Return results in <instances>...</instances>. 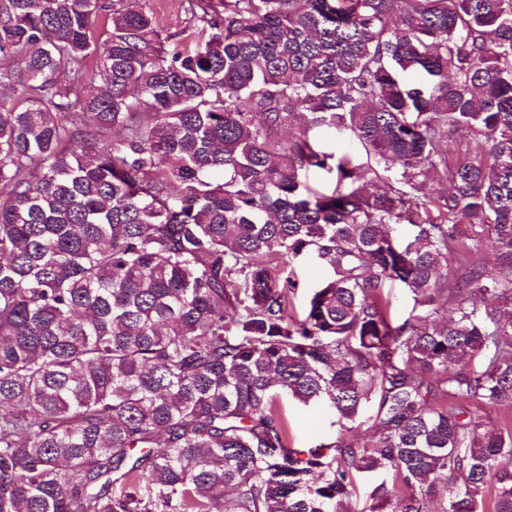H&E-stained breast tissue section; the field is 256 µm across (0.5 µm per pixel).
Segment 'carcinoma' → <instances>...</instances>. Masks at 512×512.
I'll return each mask as SVG.
<instances>
[{"mask_svg":"<svg viewBox=\"0 0 512 512\" xmlns=\"http://www.w3.org/2000/svg\"><path fill=\"white\" fill-rule=\"evenodd\" d=\"M187 2L167 50L142 8L0 0V512H349L381 470L380 512H512V0ZM283 398L374 437L295 448ZM328 152L336 157L348 156L356 163H365L366 154L356 141L352 140L344 131L335 128H320L310 133ZM292 268L299 279V289L293 301L294 312L295 315L301 316L311 289L316 288L325 279L327 271L311 257L294 261ZM392 319L402 322L409 317L413 308L412 294L400 282H393L385 289ZM382 481H386L387 485H389L392 481V475L381 473L373 478H360L356 476L355 489L350 499L351 507L354 511L351 512H370V507L374 503L370 496L371 492Z\"/></svg>","mask_w":512,"mask_h":512,"instance_id":"1","label":"carcinoma"}]
</instances>
